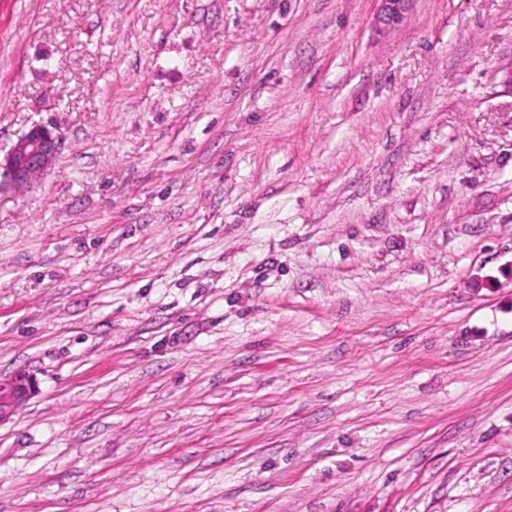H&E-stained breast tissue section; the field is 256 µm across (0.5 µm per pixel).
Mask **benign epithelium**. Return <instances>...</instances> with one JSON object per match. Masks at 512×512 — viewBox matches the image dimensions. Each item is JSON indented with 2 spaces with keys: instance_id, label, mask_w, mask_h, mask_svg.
Masks as SVG:
<instances>
[{
  "instance_id": "obj_1",
  "label": "benign epithelium",
  "mask_w": 512,
  "mask_h": 512,
  "mask_svg": "<svg viewBox=\"0 0 512 512\" xmlns=\"http://www.w3.org/2000/svg\"><path fill=\"white\" fill-rule=\"evenodd\" d=\"M377 2L374 23L385 30L404 21L411 0ZM57 150L58 139L50 129L41 125L31 127L4 157H0V180L17 188L26 185L36 174L52 165ZM37 393V380L24 370L7 378L0 377V424L9 421Z\"/></svg>"
}]
</instances>
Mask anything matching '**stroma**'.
Segmentation results:
<instances>
[{
    "mask_svg": "<svg viewBox=\"0 0 512 512\" xmlns=\"http://www.w3.org/2000/svg\"><path fill=\"white\" fill-rule=\"evenodd\" d=\"M0 0V512H512V0ZM378 9L374 23L380 29H392L399 26L409 10L412 0H376ZM57 150L58 139L50 129L41 125L31 127L3 158L0 157V189L2 179L13 187L26 185L52 165ZM38 390L37 380L25 370L0 377V425L9 421Z\"/></svg>",
    "mask_w": 512,
    "mask_h": 512,
    "instance_id": "stroma-1",
    "label": "stroma"
}]
</instances>
